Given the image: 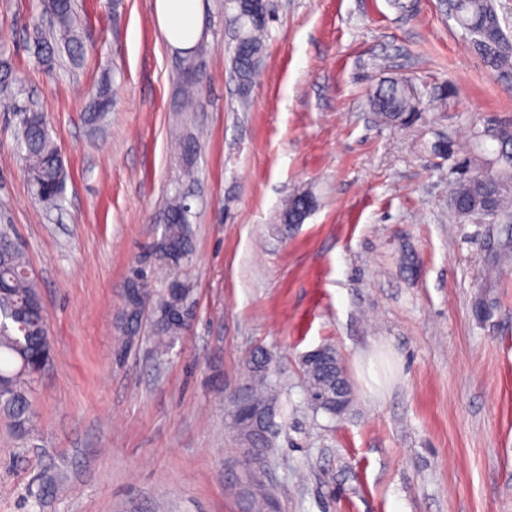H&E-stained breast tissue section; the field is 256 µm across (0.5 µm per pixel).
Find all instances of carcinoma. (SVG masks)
I'll use <instances>...</instances> for the list:
<instances>
[{
	"label": "carcinoma",
	"mask_w": 512,
	"mask_h": 512,
	"mask_svg": "<svg viewBox=\"0 0 512 512\" xmlns=\"http://www.w3.org/2000/svg\"><path fill=\"white\" fill-rule=\"evenodd\" d=\"M232 20L238 31L234 69L243 90H248L254 69L251 60L264 49V37L273 20L270 4L259 0H231ZM450 13L462 29L474 37V43L491 67L512 70V43L504 35L491 0H450ZM52 31L46 33L39 22L32 24L37 36L33 55L38 62L54 60L60 49L72 59L81 55L82 43L74 24L73 0H47ZM199 52L187 51L189 63L182 80L185 98L194 93ZM18 78L15 64L6 46L0 47V109L18 114V143L30 176L35 198L53 208L59 206L65 191V173L61 153L52 138L43 111L17 103L15 87ZM420 104V96L411 82L388 78L376 87L369 106L382 124L404 122ZM112 106L108 81L100 83L90 101L85 119L95 124ZM496 148L489 150L483 142L476 144L466 165L473 172L453 189L459 212L498 214L512 206V127L497 128L489 135ZM312 197L297 194L288 199L281 213L283 229L304 221L312 208ZM168 222L161 237L153 244L143 263L153 261L167 271V280L149 310L152 335L144 338L140 330L144 312L138 303H123L120 338L115 347L117 358L125 357L142 340L152 342L156 351L166 353L185 330L186 322L179 314L188 306L192 292L186 270L192 260L194 245L189 228V207L179 195L167 204ZM53 349L49 341L47 314L30 264L17 246L10 228L0 229V419L21 434L33 428L34 411L29 398L31 380L50 362ZM270 354L259 349L249 359L254 378L245 393L252 413L239 412L236 401H230L233 426L248 442L250 451L266 455L270 447L267 427L276 401L275 390L268 381ZM336 351L324 347L321 356L302 366L307 393L315 408L336 415L332 400L336 398ZM248 497L252 512H271L273 496L261 478L251 477Z\"/></svg>",
	"instance_id": "carcinoma-1"
}]
</instances>
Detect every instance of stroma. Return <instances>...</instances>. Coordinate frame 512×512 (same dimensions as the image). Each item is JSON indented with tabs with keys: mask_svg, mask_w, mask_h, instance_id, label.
Masks as SVG:
<instances>
[{
	"mask_svg": "<svg viewBox=\"0 0 512 512\" xmlns=\"http://www.w3.org/2000/svg\"><path fill=\"white\" fill-rule=\"evenodd\" d=\"M404 2L273 0L244 95L232 11L203 0L187 108L155 0H75L82 55L48 66L29 51L40 0H0L18 100L47 113L66 173L45 208L0 112V224L36 272L54 350L31 384L33 432L0 422V512H248L229 398L260 347L279 395L264 468L281 512H512V210L463 219L450 195L476 131L512 125V73L440 0ZM399 76L421 91L418 114L379 124L368 100ZM104 79L112 110L87 124ZM178 191L195 317L166 355L144 343L115 361L130 272ZM302 191L314 210L279 234ZM324 345L352 392L336 417L302 374ZM370 358L375 392L357 375Z\"/></svg>",
	"mask_w": 512,
	"mask_h": 512,
	"instance_id": "obj_1",
	"label": "stroma"
}]
</instances>
